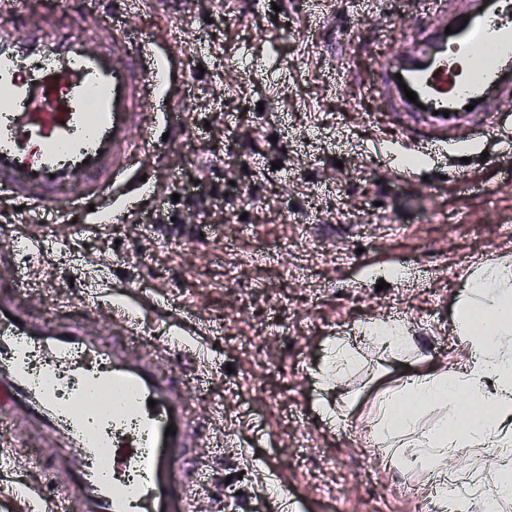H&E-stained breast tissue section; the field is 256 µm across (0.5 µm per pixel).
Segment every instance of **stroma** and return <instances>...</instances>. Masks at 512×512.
I'll return each mask as SVG.
<instances>
[{
    "label": "stroma",
    "instance_id": "stroma-1",
    "mask_svg": "<svg viewBox=\"0 0 512 512\" xmlns=\"http://www.w3.org/2000/svg\"><path fill=\"white\" fill-rule=\"evenodd\" d=\"M419 23V0H184L167 13L149 2L128 24L163 35L183 125L161 163L142 159L154 192L115 224L87 210L22 224L0 204V253L20 236L40 245L15 258L25 306L56 316L88 292L106 310L125 301L144 335L130 353L163 368L161 344L181 329L197 340L204 362L177 369L203 431L193 512H248L252 493L259 512L272 498L293 512H336L340 499L360 512L378 496L386 512H415L411 491L424 478L375 446L379 403L418 373L455 371L468 348L460 296L480 265L512 261V147L492 132L421 158L370 86L381 44H400ZM199 195L204 204L192 205ZM431 210L441 222L425 221ZM296 237L331 253L302 287L284 283L266 254ZM228 264L239 267L232 287ZM386 320L403 328L400 349L364 330ZM339 339L357 365L328 381ZM0 440L10 471L0 512H27L13 489L49 486V451L7 423ZM327 457L339 459L343 483L311 478ZM493 459L463 448L452 464L468 512H487L471 482Z\"/></svg>",
    "mask_w": 512,
    "mask_h": 512
}]
</instances>
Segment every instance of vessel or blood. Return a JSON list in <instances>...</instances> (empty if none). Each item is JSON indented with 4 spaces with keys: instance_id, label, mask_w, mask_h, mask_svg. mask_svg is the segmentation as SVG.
<instances>
[{
    "instance_id": "obj_1",
    "label": "vessel or blood",
    "mask_w": 512,
    "mask_h": 512,
    "mask_svg": "<svg viewBox=\"0 0 512 512\" xmlns=\"http://www.w3.org/2000/svg\"><path fill=\"white\" fill-rule=\"evenodd\" d=\"M134 0H112V39L97 50L86 34L102 23L91 0H67L75 24L56 13H17L0 0V195L23 207L27 222L94 207L99 223L131 217L123 186L132 156L156 122L180 139L179 111L145 112L162 91L167 68L152 36L124 20ZM423 24L398 50L381 56L372 82L388 112L425 129L421 153L490 130L486 117L512 103V0H423ZM416 100H409L408 92ZM81 195H68L72 184ZM23 278L0 255V418L33 429L54 447L51 474L61 502L83 512H189L185 450L198 429L182 382L148 359H131L111 335L88 336L81 318L47 316L21 301ZM112 394L111 407L80 412L60 399ZM174 434H167V427Z\"/></svg>"
}]
</instances>
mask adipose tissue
<instances>
[{
    "label": "adipose tissue",
    "instance_id": "adipose-tissue-1",
    "mask_svg": "<svg viewBox=\"0 0 512 512\" xmlns=\"http://www.w3.org/2000/svg\"><path fill=\"white\" fill-rule=\"evenodd\" d=\"M459 306L465 314L460 333L469 340L462 367L451 375L425 371L410 380L406 393H388L379 407L377 446L392 455L411 456L420 470L445 468L461 448L512 447V346L505 343L512 336V262L492 261L479 268ZM476 307L489 316L490 326L477 325L470 318V310ZM460 392L481 398L491 411L490 424H474L466 433L418 429L415 411L419 408L437 406L457 418L460 409L455 397ZM406 397L416 408L403 414L399 405Z\"/></svg>",
    "mask_w": 512,
    "mask_h": 512
}]
</instances>
